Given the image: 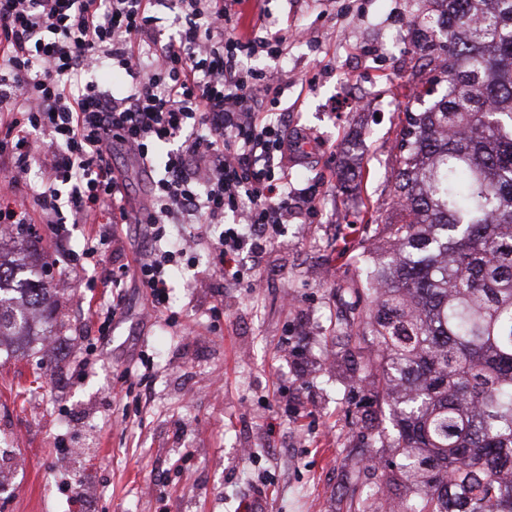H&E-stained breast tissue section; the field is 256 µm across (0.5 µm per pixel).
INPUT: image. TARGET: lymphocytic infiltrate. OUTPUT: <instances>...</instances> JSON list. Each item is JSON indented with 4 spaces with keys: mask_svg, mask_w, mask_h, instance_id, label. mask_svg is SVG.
I'll list each match as a JSON object with an SVG mask.
<instances>
[{
    "mask_svg": "<svg viewBox=\"0 0 512 512\" xmlns=\"http://www.w3.org/2000/svg\"><path fill=\"white\" fill-rule=\"evenodd\" d=\"M249 0H173L179 25L162 37L155 0H0V157L11 156L19 184L35 155L50 171L35 189L43 223L99 225L81 257L97 260L114 227L138 225L148 242L135 275L152 307L167 299L166 270L190 254L191 233L171 240L176 214L221 225L215 266L204 276L240 282L244 243L262 253L293 204L278 171L290 140L284 115L269 117L274 76L248 67L258 52L275 56L287 35L263 36L239 21ZM119 67L124 93L102 90L89 74ZM168 145L164 164L155 150ZM122 146L151 175L149 201L132 207L112 165Z\"/></svg>",
    "mask_w": 512,
    "mask_h": 512,
    "instance_id": "1",
    "label": "lymphocytic infiltrate"
}]
</instances>
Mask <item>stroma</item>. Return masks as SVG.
Wrapping results in <instances>:
<instances>
[{"mask_svg": "<svg viewBox=\"0 0 512 512\" xmlns=\"http://www.w3.org/2000/svg\"><path fill=\"white\" fill-rule=\"evenodd\" d=\"M410 2L260 0L273 29L300 34L252 65L282 70L288 125L316 145L287 168L291 197L317 209L297 210L260 258L243 253L237 286L193 281L216 228L191 219L199 246L169 268L165 308L148 312L134 276L96 285L145 249L134 226L98 265L57 268L56 235L29 190L43 169L15 187L32 223L0 247L43 264L58 301L46 341L0 347V459L26 465L0 485V512H74L79 487L94 512H351L366 497L367 436L393 427L359 379L370 350L350 325L363 272L398 218L403 112L432 76L409 34ZM392 37L395 56L382 49ZM256 275L265 286L254 291ZM77 337L94 348L92 366Z\"/></svg>", "mask_w": 512, "mask_h": 512, "instance_id": "obj_1", "label": "stroma"}]
</instances>
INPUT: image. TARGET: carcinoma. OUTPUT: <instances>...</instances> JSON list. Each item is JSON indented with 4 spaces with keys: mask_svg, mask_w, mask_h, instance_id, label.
I'll return each instance as SVG.
<instances>
[{
    "mask_svg": "<svg viewBox=\"0 0 512 512\" xmlns=\"http://www.w3.org/2000/svg\"><path fill=\"white\" fill-rule=\"evenodd\" d=\"M446 88L406 105L389 246L354 322L373 349L360 379L389 399L397 433L371 496L389 512H512V0H429ZM0 253V340L39 336L48 293L18 298Z\"/></svg>",
    "mask_w": 512,
    "mask_h": 512,
    "instance_id": "cac0c4a2",
    "label": "carcinoma"
}]
</instances>
